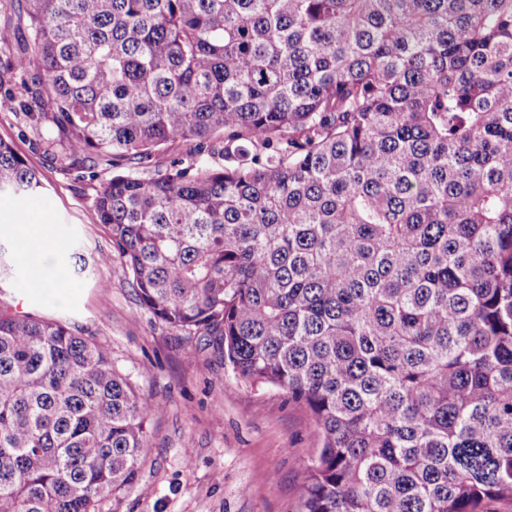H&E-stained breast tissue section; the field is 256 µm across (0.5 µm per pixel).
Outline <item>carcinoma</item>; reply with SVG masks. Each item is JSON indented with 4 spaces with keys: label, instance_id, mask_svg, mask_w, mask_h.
Returning <instances> with one entry per match:
<instances>
[{
    "label": "carcinoma",
    "instance_id": "obj_1",
    "mask_svg": "<svg viewBox=\"0 0 512 512\" xmlns=\"http://www.w3.org/2000/svg\"><path fill=\"white\" fill-rule=\"evenodd\" d=\"M0 99L71 167L139 305L314 416L302 512L512 499V0H0ZM224 132L218 146L214 135ZM42 187L0 139V193ZM161 411L0 302V512H100Z\"/></svg>",
    "mask_w": 512,
    "mask_h": 512
}]
</instances>
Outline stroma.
I'll return each instance as SVG.
<instances>
[{
  "instance_id": "35a3bbf8",
  "label": "stroma",
  "mask_w": 512,
  "mask_h": 512,
  "mask_svg": "<svg viewBox=\"0 0 512 512\" xmlns=\"http://www.w3.org/2000/svg\"><path fill=\"white\" fill-rule=\"evenodd\" d=\"M0 138L45 182L24 203L0 198V247L12 264L0 301L94 334L111 349L114 367L163 407L149 423L153 451L135 485L104 500L102 512H301L306 467L320 446L312 413L279 389L243 381L207 337L187 335L141 309L120 262L100 264L112 241L93 200L112 167L90 174L54 160L10 112H0ZM175 158L203 161L192 143L176 140L160 147L149 166L125 162L121 169L148 179ZM22 224L50 227L40 244L54 258L42 270L19 254ZM63 245L86 259L89 276L58 258Z\"/></svg>"
}]
</instances>
